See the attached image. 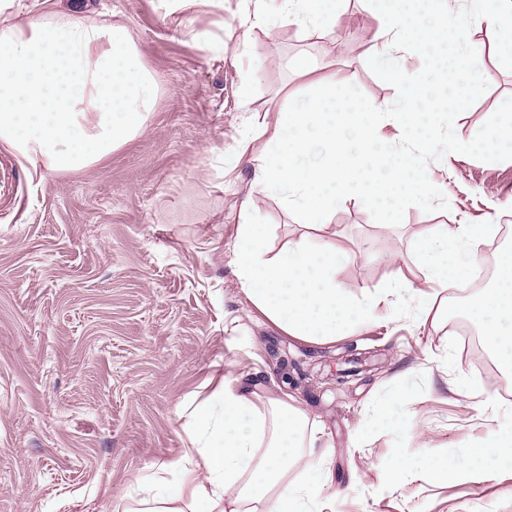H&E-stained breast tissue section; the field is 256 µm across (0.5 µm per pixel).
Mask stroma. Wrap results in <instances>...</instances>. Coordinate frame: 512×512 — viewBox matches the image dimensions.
<instances>
[{
    "instance_id": "1",
    "label": "stroma",
    "mask_w": 512,
    "mask_h": 512,
    "mask_svg": "<svg viewBox=\"0 0 512 512\" xmlns=\"http://www.w3.org/2000/svg\"><path fill=\"white\" fill-rule=\"evenodd\" d=\"M253 0H0V27L64 13L129 28L157 82L144 131L84 170L32 176L0 146V512H128L140 479L180 455L200 409L239 378L288 393L319 437L309 464L334 477L322 512H512V463L473 481H392L490 440L512 416V371L466 354L448 319L417 327L380 310L351 336L294 340L242 293L230 261L242 206L272 225L271 251L308 235L273 192L253 190L261 143L246 122L274 121L317 75L336 73L372 103L397 91L367 61L380 20L343 0L332 29L258 24ZM473 47L489 87L455 120L473 138L512 97V71ZM317 74H302L300 57ZM249 97H241V90ZM450 209L375 221L346 200L320 236L345 253L341 287L360 297L406 277L427 290L415 250L428 224L512 219V161L449 158L436 174ZM364 370L329 381L330 359ZM393 401L400 426L381 425ZM308 464V465H309Z\"/></svg>"
}]
</instances>
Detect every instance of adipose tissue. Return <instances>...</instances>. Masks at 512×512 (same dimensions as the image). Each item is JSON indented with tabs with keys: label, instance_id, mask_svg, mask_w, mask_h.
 Instances as JSON below:
<instances>
[{
	"label": "adipose tissue",
	"instance_id": "ef3b65f1",
	"mask_svg": "<svg viewBox=\"0 0 512 512\" xmlns=\"http://www.w3.org/2000/svg\"><path fill=\"white\" fill-rule=\"evenodd\" d=\"M277 15L319 33L336 23V0H278ZM157 101V86L123 26H103L60 15L34 17L0 28V144L28 163L35 176L83 170L112 154L144 130ZM492 224H432L416 246L432 292L407 280L357 299L337 281L336 245L289 241L269 253L262 225L237 230L231 264L248 301L288 336L330 343L372 320L379 307L415 301L413 319L423 326L436 305V291L465 285L473 270L492 265L494 287L467 304L487 349L512 367V250L484 254ZM220 418L203 416L202 436L170 461L163 476L142 486L144 512H312L328 476L294 485L288 472L314 447L306 414L284 398H265L238 380L225 381ZM473 468L447 458L423 477L483 474L487 462L512 456V418L495 439L469 449Z\"/></svg>",
	"mask_w": 512,
	"mask_h": 512
}]
</instances>
